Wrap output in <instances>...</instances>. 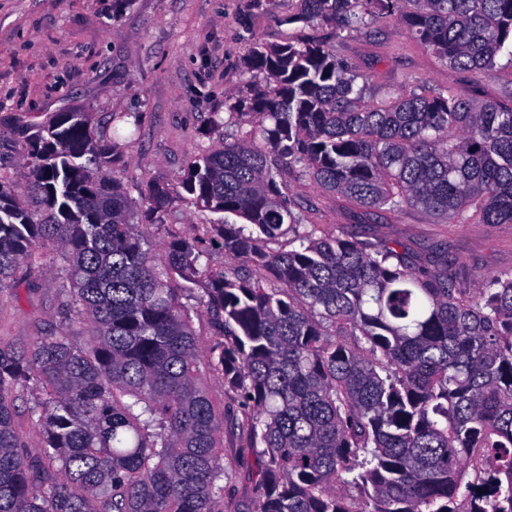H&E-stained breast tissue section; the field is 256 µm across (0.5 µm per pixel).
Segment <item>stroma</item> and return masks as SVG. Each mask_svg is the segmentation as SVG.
<instances>
[{
	"instance_id": "1",
	"label": "stroma",
	"mask_w": 512,
	"mask_h": 512,
	"mask_svg": "<svg viewBox=\"0 0 512 512\" xmlns=\"http://www.w3.org/2000/svg\"><path fill=\"white\" fill-rule=\"evenodd\" d=\"M298 0H0V139L22 142L29 124L79 107L107 121L133 114L132 140L115 175L133 204L144 180L178 187L186 163L242 127L227 103L246 91L242 59L251 39L280 42L306 33L288 23ZM338 57L368 76V99L405 79L486 99L512 86L504 69L478 82L448 69L390 18L361 32L316 28ZM221 125H213V118ZM292 198L312 205L324 231L379 242L397 240L423 262L445 244L461 287L512 273V224H440L419 210L376 216L340 196L290 177ZM41 264L0 293V339L17 344L63 325V261L46 247ZM254 456L245 441L224 434V498L220 512H251Z\"/></svg>"
}]
</instances>
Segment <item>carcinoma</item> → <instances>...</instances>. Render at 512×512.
I'll return each mask as SVG.
<instances>
[{"mask_svg": "<svg viewBox=\"0 0 512 512\" xmlns=\"http://www.w3.org/2000/svg\"><path fill=\"white\" fill-rule=\"evenodd\" d=\"M299 2L290 23L396 17L450 69H512V0ZM243 69L228 108L251 129L181 176L223 220L169 234L159 255L148 230L176 196L147 180L136 213L109 176L122 113L110 132L92 112L53 113L20 146L29 194L0 178V292L46 242L66 281L65 327L0 340V512H216L226 427L255 453L253 512H512V273L470 290L446 255L421 273L398 241L319 236L288 185L512 224V88L505 102L427 86L367 102V79L315 38L255 39ZM85 321L78 341L69 326ZM211 376L236 409L214 408ZM20 406V411L16 418V425L25 438L27 448H29L31 453L35 454L39 451V448H41L42 438L38 429L32 425L25 405Z\"/></svg>", "mask_w": 512, "mask_h": 512, "instance_id": "carcinoma-1", "label": "carcinoma"}]
</instances>
